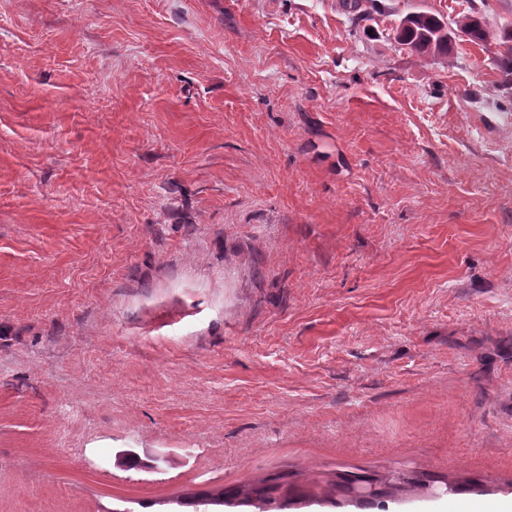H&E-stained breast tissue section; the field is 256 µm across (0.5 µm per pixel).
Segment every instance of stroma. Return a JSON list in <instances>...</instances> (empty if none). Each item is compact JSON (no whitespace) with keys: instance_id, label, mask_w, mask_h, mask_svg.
Returning a JSON list of instances; mask_svg holds the SVG:
<instances>
[{"instance_id":"stroma-1","label":"stroma","mask_w":512,"mask_h":512,"mask_svg":"<svg viewBox=\"0 0 512 512\" xmlns=\"http://www.w3.org/2000/svg\"><path fill=\"white\" fill-rule=\"evenodd\" d=\"M381 3L0 0V512L512 507V84L393 39L512 0ZM240 495V492L236 489L225 490L222 489L216 494L213 493H203L197 497H193V499L186 500L184 502H180L183 506L193 507L200 505H215V506H224V503H228L232 499L237 498Z\"/></svg>"}]
</instances>
